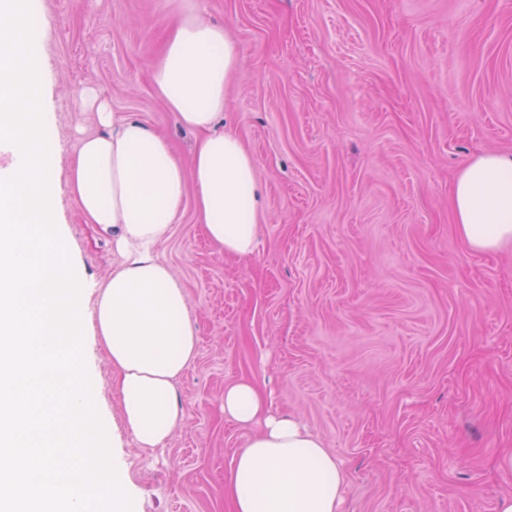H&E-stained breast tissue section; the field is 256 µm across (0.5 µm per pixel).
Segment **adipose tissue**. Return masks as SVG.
Returning a JSON list of instances; mask_svg holds the SVG:
<instances>
[{"label":"adipose tissue","mask_w":512,"mask_h":512,"mask_svg":"<svg viewBox=\"0 0 512 512\" xmlns=\"http://www.w3.org/2000/svg\"><path fill=\"white\" fill-rule=\"evenodd\" d=\"M35 10L34 0H0V152L11 156L0 168V512H87L102 491L109 512H129L125 484L110 474L108 443L79 429L92 387L67 310L83 308L84 298L77 272L64 267L69 239L52 217L68 193L85 223L112 239L120 263L96 287L92 332L112 361L126 430L138 447H161L183 418L174 380L197 355V333L184 288L156 248L189 195L225 255L245 258L258 246L257 164L236 134L219 128L239 54L224 27L186 6L151 76L177 124L201 135L190 163L144 122L93 96L87 108L102 131L73 141L61 186L29 165L30 146L45 143L50 123L43 103L30 100L44 86ZM450 199L471 250L512 243V156L475 158ZM224 416L251 431L224 478L232 512H342L346 472L298 417L274 413L249 381L225 387Z\"/></svg>","instance_id":"ef3b65f1"}]
</instances>
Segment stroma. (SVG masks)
<instances>
[{"label": "stroma", "instance_id": "obj_1", "mask_svg": "<svg viewBox=\"0 0 512 512\" xmlns=\"http://www.w3.org/2000/svg\"><path fill=\"white\" fill-rule=\"evenodd\" d=\"M239 53L227 129L266 194L259 247L226 256L186 200L159 256L198 333L175 380L181 425L137 447L106 351L83 327L101 437L132 512H231L224 476L247 429L224 389L253 382L343 464L344 512H495L512 493V244L470 250L449 190L479 154H512V0H194ZM179 0H40L51 174L108 98L189 163L196 133L155 95ZM59 218L86 289L111 244L68 197Z\"/></svg>", "mask_w": 512, "mask_h": 512}]
</instances>
